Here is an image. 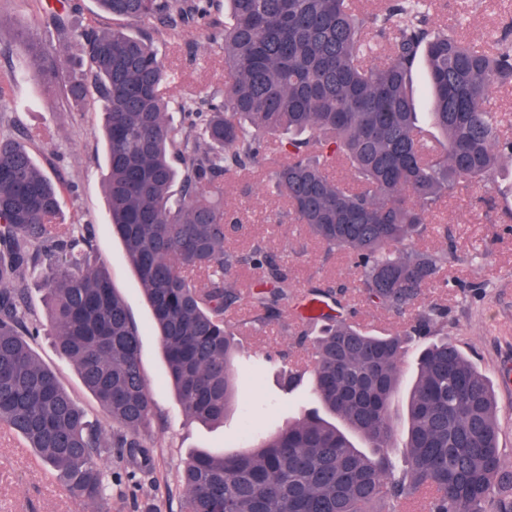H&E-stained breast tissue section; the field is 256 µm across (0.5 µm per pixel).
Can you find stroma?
Returning a JSON list of instances; mask_svg holds the SVG:
<instances>
[{
    "instance_id": "stroma-1",
    "label": "stroma",
    "mask_w": 512,
    "mask_h": 512,
    "mask_svg": "<svg viewBox=\"0 0 512 512\" xmlns=\"http://www.w3.org/2000/svg\"><path fill=\"white\" fill-rule=\"evenodd\" d=\"M438 20L459 26L463 36L481 44L512 25V0H437ZM159 58L172 74L171 95L199 99L224 91L223 43H201L194 30L157 45ZM0 85L9 108L0 109V129H21L39 166L61 185V218L65 223L90 224L96 232L99 257L120 292L140 332L145 379L156 405L154 480L133 489H113L112 512H178L182 488L178 471L198 451L226 455L243 451L244 425L272 434L288 423L319 410L310 385L285 392L279 380L283 365L266 363V355L284 353L290 360L311 362L309 347L294 341L292 303L281 306L279 322L253 323L245 303L225 316L241 342L235 361L236 394L223 422L187 419L168 379L166 362L143 286L113 235L98 164L104 144L96 137L102 108L94 98L74 103L31 77L18 46L0 39ZM271 161L251 176L249 195L241 193V178L223 181L224 203L242 219L229 234L232 247L264 240L287 266L296 287L328 281L345 287L354 321L382 334L403 330L404 318L365 302L358 273L347 257L326 255L304 225L283 217L280 200L271 196L263 179ZM478 189H464L447 200L432 229L420 240L424 250L447 249L442 278L427 288L418 310L438 304L448 309V337L488 378L499 410L502 477L512 480V161L495 171L494 209L479 205ZM34 350L54 369L63 385L92 415H101L96 399L82 386L72 364L57 351L51 337H39ZM0 512H87L86 507L46 472L23 440L0 425Z\"/></svg>"
}]
</instances>
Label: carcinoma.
Segmentation results:
<instances>
[{"instance_id": "1", "label": "carcinoma", "mask_w": 512, "mask_h": 512, "mask_svg": "<svg viewBox=\"0 0 512 512\" xmlns=\"http://www.w3.org/2000/svg\"><path fill=\"white\" fill-rule=\"evenodd\" d=\"M95 0L117 18L146 22L154 40L188 28L224 41V94L172 102L154 40L124 29L69 27V13L41 25L47 46L13 33L35 77L80 102L93 94L103 113L102 184L112 232L144 286L168 375L187 418L221 422L234 397L237 349L224 313L238 300L236 272L258 270L246 300L257 321L281 317L292 294L288 271L264 241L235 249L221 181L279 154L266 188L307 227L327 254H346L360 292L398 316L412 311L448 251L418 241L429 216L463 185L494 189L498 162L512 159L504 115L490 88L512 85V28L485 45L432 21L433 0ZM82 55L69 57L71 39ZM386 50L378 65L368 58ZM433 87L426 124L411 87L420 59ZM182 114L180 123L169 114ZM349 170L346 180L332 169ZM60 188L23 138L0 130V424L32 448L86 507L103 512L112 486L154 474L150 427L155 404L142 368L140 334L97 261L91 224H64ZM43 285L47 321L29 296ZM309 294L328 311L298 317L312 367L288 369V387L312 376L321 407L373 448L359 451L320 414L256 438L243 453L199 452L184 463L179 512H512L501 481L499 417L489 383L441 335L445 311L419 313L404 332L377 335L344 313L345 292L321 282ZM53 338L84 388L116 427L105 434L32 347ZM430 339L417 358L402 465L390 406L411 338ZM120 448L127 477L105 462Z\"/></svg>"}]
</instances>
